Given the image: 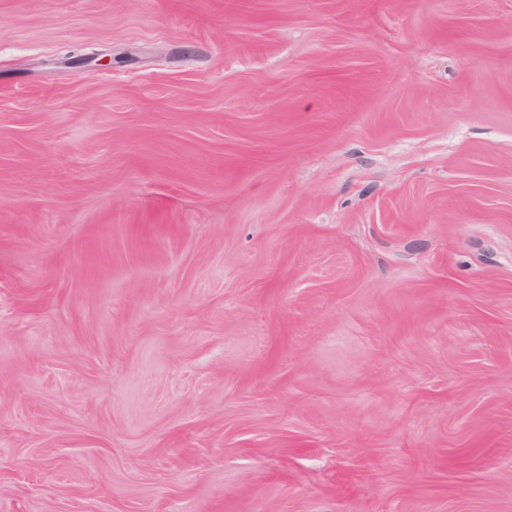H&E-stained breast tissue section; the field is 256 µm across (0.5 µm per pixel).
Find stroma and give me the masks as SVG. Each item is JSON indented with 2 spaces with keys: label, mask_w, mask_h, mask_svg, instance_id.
I'll return each instance as SVG.
<instances>
[{
  "label": "stroma",
  "mask_w": 512,
  "mask_h": 512,
  "mask_svg": "<svg viewBox=\"0 0 512 512\" xmlns=\"http://www.w3.org/2000/svg\"><path fill=\"white\" fill-rule=\"evenodd\" d=\"M0 512H512V0H0Z\"/></svg>",
  "instance_id": "35a3bbf8"
}]
</instances>
